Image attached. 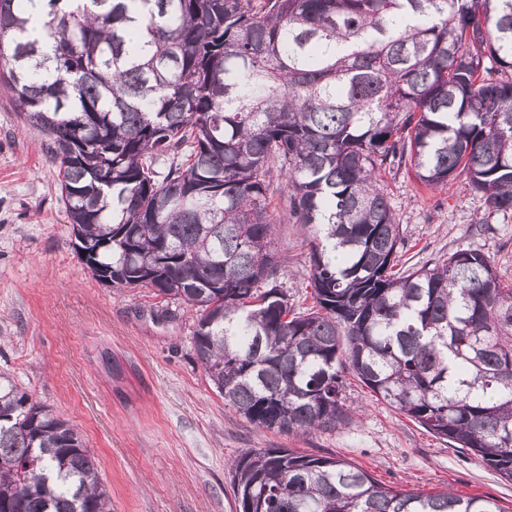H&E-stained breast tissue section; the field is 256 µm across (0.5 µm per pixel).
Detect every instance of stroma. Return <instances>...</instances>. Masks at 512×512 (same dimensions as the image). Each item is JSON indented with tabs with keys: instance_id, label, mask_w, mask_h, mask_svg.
Wrapping results in <instances>:
<instances>
[{
	"instance_id": "obj_1",
	"label": "stroma",
	"mask_w": 512,
	"mask_h": 512,
	"mask_svg": "<svg viewBox=\"0 0 512 512\" xmlns=\"http://www.w3.org/2000/svg\"><path fill=\"white\" fill-rule=\"evenodd\" d=\"M380 179L400 222V266H431L472 248L512 282L511 214L488 210L460 178L442 190L405 168ZM309 236L308 225L289 223L274 236L282 286L300 310L312 305ZM195 320L151 289L118 290L93 277L77 254L44 136L0 84V370L81 431L112 512H236L229 465L250 448L341 458L390 487L490 498L512 512V481L354 376L343 395L361 414L348 424L294 436L250 423L197 362Z\"/></svg>"
}]
</instances>
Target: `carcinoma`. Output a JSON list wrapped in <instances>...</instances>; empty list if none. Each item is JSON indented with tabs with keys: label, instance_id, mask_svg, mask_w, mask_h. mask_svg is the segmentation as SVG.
<instances>
[{
	"label": "carcinoma",
	"instance_id": "carcinoma-1",
	"mask_svg": "<svg viewBox=\"0 0 512 512\" xmlns=\"http://www.w3.org/2000/svg\"><path fill=\"white\" fill-rule=\"evenodd\" d=\"M0 81L47 138L82 262L195 311L224 404L332 429L349 371L512 481V284L471 248L399 268L377 183L464 175L512 212V0H0ZM288 219L311 226L304 311L277 284ZM230 470L237 512H502L290 448ZM0 512H112L81 433L4 371Z\"/></svg>",
	"mask_w": 512,
	"mask_h": 512
}]
</instances>
